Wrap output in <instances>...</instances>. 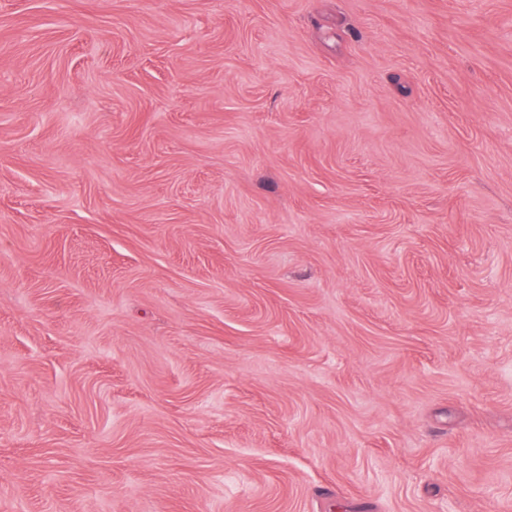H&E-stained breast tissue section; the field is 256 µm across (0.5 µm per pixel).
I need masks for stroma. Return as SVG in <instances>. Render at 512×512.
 Wrapping results in <instances>:
<instances>
[{
    "mask_svg": "<svg viewBox=\"0 0 512 512\" xmlns=\"http://www.w3.org/2000/svg\"><path fill=\"white\" fill-rule=\"evenodd\" d=\"M0 512H512V0H0Z\"/></svg>",
    "mask_w": 512,
    "mask_h": 512,
    "instance_id": "35a3bbf8",
    "label": "stroma"
}]
</instances>
